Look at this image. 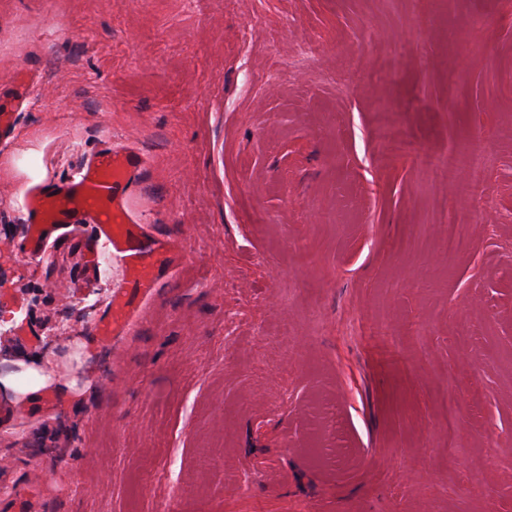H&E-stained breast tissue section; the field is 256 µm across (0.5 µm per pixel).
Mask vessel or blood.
Returning a JSON list of instances; mask_svg holds the SVG:
<instances>
[{
  "instance_id": "b4317fda",
  "label": "vessel or blood",
  "mask_w": 512,
  "mask_h": 512,
  "mask_svg": "<svg viewBox=\"0 0 512 512\" xmlns=\"http://www.w3.org/2000/svg\"><path fill=\"white\" fill-rule=\"evenodd\" d=\"M140 166L139 157L110 148L98 154L74 181L61 185L46 181L24 191L32 253L40 252L44 239L57 225L86 216L103 237L114 262L124 267L126 277L114 293L113 311L100 327L105 336L115 335L134 301L153 296L156 270L172 261L168 246L143 232L128 205Z\"/></svg>"
}]
</instances>
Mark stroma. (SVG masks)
<instances>
[{
    "mask_svg": "<svg viewBox=\"0 0 512 512\" xmlns=\"http://www.w3.org/2000/svg\"><path fill=\"white\" fill-rule=\"evenodd\" d=\"M20 72L0 512H512V0H0ZM110 145L175 256L115 343L124 272L21 194Z\"/></svg>",
    "mask_w": 512,
    "mask_h": 512,
    "instance_id": "obj_1",
    "label": "stroma"
}]
</instances>
